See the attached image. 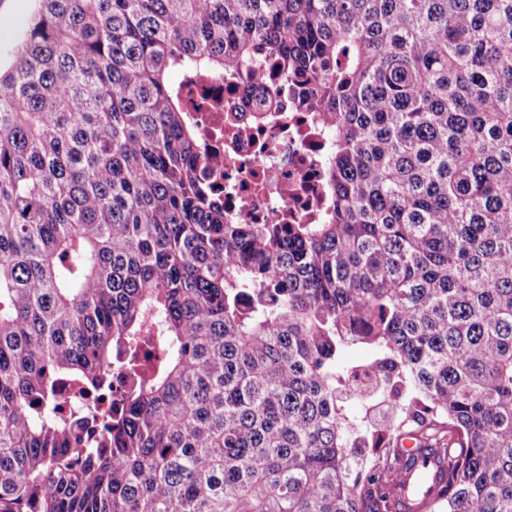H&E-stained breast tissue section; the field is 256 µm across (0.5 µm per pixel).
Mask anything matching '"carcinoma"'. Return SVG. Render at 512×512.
Wrapping results in <instances>:
<instances>
[{
    "label": "carcinoma",
    "mask_w": 512,
    "mask_h": 512,
    "mask_svg": "<svg viewBox=\"0 0 512 512\" xmlns=\"http://www.w3.org/2000/svg\"><path fill=\"white\" fill-rule=\"evenodd\" d=\"M36 2L0 72V512H405L407 436L443 464L417 512H512V0ZM261 54L335 136L321 224L224 221L168 79Z\"/></svg>",
    "instance_id": "carcinoma-1"
}]
</instances>
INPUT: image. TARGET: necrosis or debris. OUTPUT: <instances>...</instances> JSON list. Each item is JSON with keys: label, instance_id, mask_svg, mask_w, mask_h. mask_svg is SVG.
<instances>
[{"label": "necrosis or debris", "instance_id": "1", "mask_svg": "<svg viewBox=\"0 0 512 512\" xmlns=\"http://www.w3.org/2000/svg\"><path fill=\"white\" fill-rule=\"evenodd\" d=\"M253 74L249 86L181 79L205 152L222 161L224 212L235 224L320 223L330 134L297 109L294 90L269 62Z\"/></svg>", "mask_w": 512, "mask_h": 512}]
</instances>
